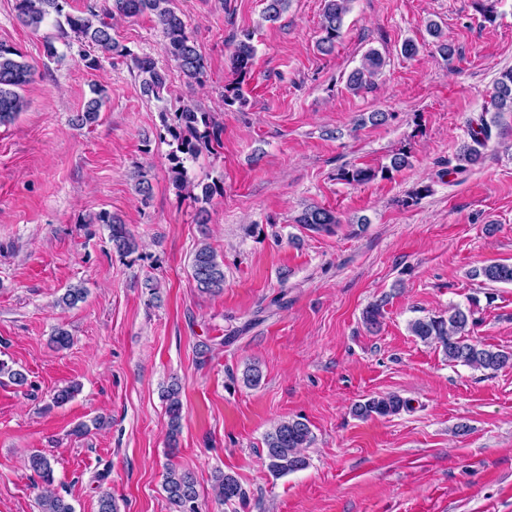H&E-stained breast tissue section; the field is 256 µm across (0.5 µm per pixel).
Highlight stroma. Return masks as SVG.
Returning <instances> with one entry per match:
<instances>
[{
  "mask_svg": "<svg viewBox=\"0 0 512 512\" xmlns=\"http://www.w3.org/2000/svg\"><path fill=\"white\" fill-rule=\"evenodd\" d=\"M174 3L206 63L205 85H187L152 16L114 22L119 56L27 28L15 0H0V43L36 67L26 110L0 126V361L27 376L22 387L0 377V512H39L42 484L24 465L35 451L54 458L55 486L75 512H98L105 490L118 512H170L171 467L192 474L200 512H512V368L450 365L408 330L411 319L477 297L473 339L512 350V285L468 276L512 263V117L465 181L447 173L469 120L512 68V0H498L491 25L473 0H352L329 54L317 47L323 0H291L273 23L263 0ZM432 21L452 60L435 50ZM246 34L256 47L247 104L228 108L230 55ZM371 49L385 65L373 89L353 93L347 76ZM86 55L97 68L84 67ZM136 56L166 72L163 101L143 95ZM97 91L98 122L75 128ZM189 102L223 123L220 146L187 165L220 188L204 229L169 182L161 137V110ZM373 112L390 118L369 123ZM403 147L405 169L359 185L337 177L345 165H388ZM139 169L152 183L146 200L134 189ZM422 185L429 194L402 206ZM311 203L338 213L334 232L295 224ZM103 211L127 225L137 252L113 249L94 221ZM203 237L224 262L217 295L191 276ZM77 283L85 299L57 306ZM379 299L384 318L372 331L362 312ZM61 325L74 337L64 351L50 344ZM253 364L255 387L243 381ZM174 379L185 417L172 448L161 390ZM73 382L81 392L51 407ZM388 394L410 409L352 415L354 403ZM99 416L102 429L70 436ZM298 417L315 437L309 465L273 476L264 437ZM219 470L238 478L245 502L218 501Z\"/></svg>",
  "mask_w": 512,
  "mask_h": 512,
  "instance_id": "1",
  "label": "stroma"
}]
</instances>
